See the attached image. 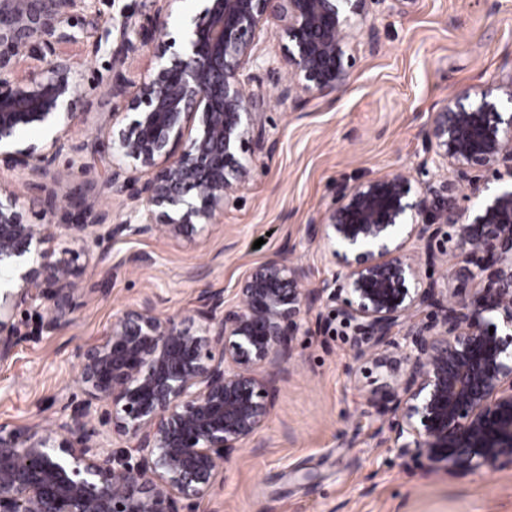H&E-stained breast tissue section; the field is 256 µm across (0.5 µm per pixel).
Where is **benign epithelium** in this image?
<instances>
[{
	"mask_svg": "<svg viewBox=\"0 0 512 512\" xmlns=\"http://www.w3.org/2000/svg\"><path fill=\"white\" fill-rule=\"evenodd\" d=\"M89 0H0V166L55 184L64 152L110 155L103 193L137 224H112L97 198L47 200L46 216L81 245L70 257L46 246L49 228L27 224L22 194L0 185V359L21 339L14 311L46 309V328L71 322L81 256L113 235L186 238L216 223L251 174L255 149L274 148L244 71L257 66L264 26L284 34L288 83L281 100L335 99L350 87L354 40L376 45L374 20L415 0H205L177 50L163 41L176 0L139 26L127 23L112 49L107 87L133 118L114 111L92 137L67 139L80 122L79 62L97 17ZM156 44L154 71L122 73L129 55ZM31 60L25 73L22 61ZM512 78L465 89L422 130L435 167L421 181L395 171L341 190L306 225L336 260L332 278L310 286L304 268L277 251L255 267L226 305L204 289L187 317L147 306L112 319L80 352L81 404L51 425L0 423V512H180L210 495L224 463L264 426L286 379L292 342L321 302L358 333L356 360L395 355L381 393L365 398L394 435L398 455L450 473L512 469ZM46 134L41 149L22 138ZM493 181L502 182L496 189ZM451 247H441L440 238ZM415 243L419 250L410 251ZM440 267L438 287L421 272ZM494 332H489V329ZM104 427L124 441L103 447Z\"/></svg>",
	"mask_w": 512,
	"mask_h": 512,
	"instance_id": "benign-epithelium-1",
	"label": "benign epithelium"
}]
</instances>
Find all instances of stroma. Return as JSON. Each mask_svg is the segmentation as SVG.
I'll list each match as a JSON object with an SVG mask.
<instances>
[{
  "label": "stroma",
  "mask_w": 512,
  "mask_h": 512,
  "mask_svg": "<svg viewBox=\"0 0 512 512\" xmlns=\"http://www.w3.org/2000/svg\"><path fill=\"white\" fill-rule=\"evenodd\" d=\"M152 6L97 0L98 25L75 49L84 94L72 138L94 134L118 109L106 92L110 48L123 21H141ZM377 28V48L359 41L356 76L338 99L283 102L271 77L252 85L277 147L256 152L249 179L217 224L190 238L102 237L94 255L80 260L73 320L57 331L34 310H16L23 336L0 360V422L49 423L80 402L76 353L121 309L147 305L188 316L205 287L232 302L243 277L279 250L304 267L311 285L331 278L336 262L308 240L305 226L336 189L431 168L420 129L432 114L461 89L512 77V0H417L408 14L380 16ZM83 163L61 156L60 168L72 177L58 194L100 190L106 161L89 169ZM0 182L20 188L26 223H45L43 179L1 169ZM354 338L334 308H316L295 339L259 439L243 445L212 494L188 512H512V469L462 476L398 456L387 426L364 404L384 376L355 361Z\"/></svg>",
  "instance_id": "obj_1"
}]
</instances>
